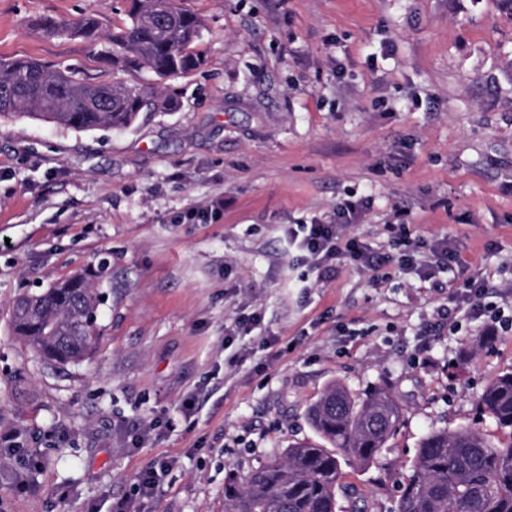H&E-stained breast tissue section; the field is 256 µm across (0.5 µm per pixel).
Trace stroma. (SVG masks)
<instances>
[{
  "label": "stroma",
  "mask_w": 512,
  "mask_h": 512,
  "mask_svg": "<svg viewBox=\"0 0 512 512\" xmlns=\"http://www.w3.org/2000/svg\"><path fill=\"white\" fill-rule=\"evenodd\" d=\"M179 3L203 23L205 63L165 82L175 108L122 130L0 119V427L26 430L39 460L0 457V512H112L162 458L175 465L145 512H224L227 484L314 439L307 408L335 380L389 387L403 409L376 460L341 457L336 512L358 497L394 512L429 431L501 437L478 400L512 369V331L452 332L440 311L448 283L475 274L512 304V13L501 0ZM129 6L0 0V58L153 83L34 27L92 13L106 34ZM360 198L347 236L392 257L447 237L458 263L424 282L344 258L317 280L289 225ZM77 273L101 295L95 340L52 365L14 336L12 305ZM255 310L259 326L225 346ZM144 419L155 439L128 447Z\"/></svg>",
  "instance_id": "stroma-1"
}]
</instances>
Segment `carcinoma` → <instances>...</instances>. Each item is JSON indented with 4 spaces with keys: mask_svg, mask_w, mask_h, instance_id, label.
I'll use <instances>...</instances> for the list:
<instances>
[{
    "mask_svg": "<svg viewBox=\"0 0 512 512\" xmlns=\"http://www.w3.org/2000/svg\"><path fill=\"white\" fill-rule=\"evenodd\" d=\"M51 37L95 41L99 23L85 16L72 24L42 18ZM202 20L178 0H132L124 24L106 39L112 64L175 79L201 67L195 50ZM173 105L151 85L90 83L72 70L52 69L32 58L0 59V117L33 118L74 130L131 126L142 113ZM99 295L75 275L40 293L26 294L12 311L16 335L46 360H83L94 340ZM482 412L504 439L494 442L476 428L432 430L420 441L397 512H512V369L489 383L479 397ZM307 416L319 441L295 443L259 465L239 484L224 489V512H336L342 472L338 455L368 465L388 447L401 422L395 396L378 387L360 396L340 383L328 385Z\"/></svg>",
    "mask_w": 512,
    "mask_h": 512,
    "instance_id": "1",
    "label": "carcinoma"
}]
</instances>
